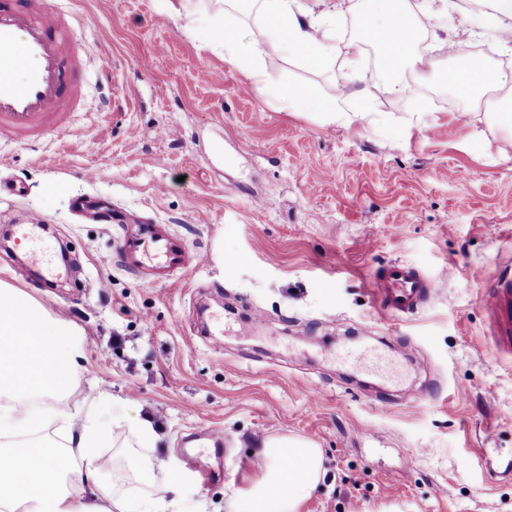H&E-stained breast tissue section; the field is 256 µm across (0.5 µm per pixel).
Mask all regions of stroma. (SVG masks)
<instances>
[{"instance_id":"stroma-1","label":"stroma","mask_w":512,"mask_h":512,"mask_svg":"<svg viewBox=\"0 0 512 512\" xmlns=\"http://www.w3.org/2000/svg\"><path fill=\"white\" fill-rule=\"evenodd\" d=\"M57 6L83 65V100L69 118L82 147L0 136V231L32 217L48 227L36 254L0 247V283L81 338L74 395L107 402L101 453L113 471L103 484L160 492L167 472L138 479L126 459L163 458L184 512L201 503L224 512L225 493L258 477L262 441L296 435L323 449L326 469L301 512H512V473L502 471L512 460V352L482 305L512 270V138L449 82L470 59L444 45H487L478 63L512 81V46L484 21L490 0H434L435 26L413 14L416 52L440 65L405 73V96L378 81L361 87L372 126L328 124L249 90L222 49L157 0ZM198 9L197 26L221 10L244 38L263 22L253 0ZM361 15L333 20L329 66L274 51L268 74L335 97ZM460 106L469 122L453 120ZM18 184L24 194L13 193ZM80 196L101 200L112 220L77 213ZM124 214L167 225L207 263L178 271L177 288L127 270L117 250ZM62 249L71 279L42 287L35 271ZM391 262L443 286L416 313H379L366 283ZM355 339L392 378L343 364ZM424 388L429 397L412 400ZM139 418L152 420L155 447L135 445L129 424ZM190 453L212 468L209 482Z\"/></svg>"}]
</instances>
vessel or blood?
<instances>
[{
	"instance_id": "obj_1",
	"label": "vessel or blood",
	"mask_w": 512,
	"mask_h": 512,
	"mask_svg": "<svg viewBox=\"0 0 512 512\" xmlns=\"http://www.w3.org/2000/svg\"><path fill=\"white\" fill-rule=\"evenodd\" d=\"M69 32L62 13L46 7L43 0H29L22 8L0 0V129L23 140L66 132L69 122L63 108L78 104L82 86L79 63L66 61ZM120 250L127 266L135 270H174L190 256L199 264L207 261L205 253L189 254L185 241L161 224L140 225L124 238ZM368 288L383 310L412 314L439 283L409 265L392 262L369 280ZM484 306L502 340H512L511 273L485 295Z\"/></svg>"
}]
</instances>
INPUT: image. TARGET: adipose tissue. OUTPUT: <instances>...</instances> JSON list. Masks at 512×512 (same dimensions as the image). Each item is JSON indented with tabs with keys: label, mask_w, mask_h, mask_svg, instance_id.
<instances>
[{
	"label": "adipose tissue",
	"mask_w": 512,
	"mask_h": 512,
	"mask_svg": "<svg viewBox=\"0 0 512 512\" xmlns=\"http://www.w3.org/2000/svg\"><path fill=\"white\" fill-rule=\"evenodd\" d=\"M315 0H260L266 19L249 41H241L233 22L216 16L204 40L224 50L225 60L240 71L260 94L278 97L295 112L315 111L325 121L368 125L371 112H350L349 91L321 99L296 86L272 80L264 67L268 51L280 50L321 66L336 53L331 16L351 10V0H335L331 11L318 12ZM412 0H364L362 29L382 33L387 88L396 96L409 88L399 70L421 73L436 69L435 60L414 51L415 31L409 25ZM81 346L67 321L46 313L18 289L0 285V507L5 512H182L177 480L162 493L143 498L111 495L96 480L106 470L98 449L106 432L100 404L76 401L72 394L80 370ZM49 398L39 410L32 396ZM56 424L69 444L46 439L21 440L18 432H32ZM259 476L224 499V512H300L304 501L323 480L324 455L313 442L296 436H273L259 453ZM94 482L91 496H73L74 482Z\"/></svg>",
	"instance_id": "ef3b65f1"
}]
</instances>
